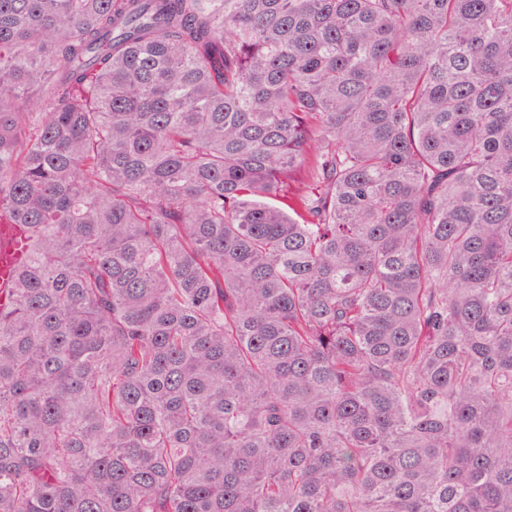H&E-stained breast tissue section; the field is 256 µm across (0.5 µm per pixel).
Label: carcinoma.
<instances>
[{
    "instance_id": "carcinoma-1",
    "label": "carcinoma",
    "mask_w": 512,
    "mask_h": 512,
    "mask_svg": "<svg viewBox=\"0 0 512 512\" xmlns=\"http://www.w3.org/2000/svg\"><path fill=\"white\" fill-rule=\"evenodd\" d=\"M0 512H512V0H0ZM23 236L19 224L0 225V290L12 288L16 263L27 249Z\"/></svg>"
}]
</instances>
